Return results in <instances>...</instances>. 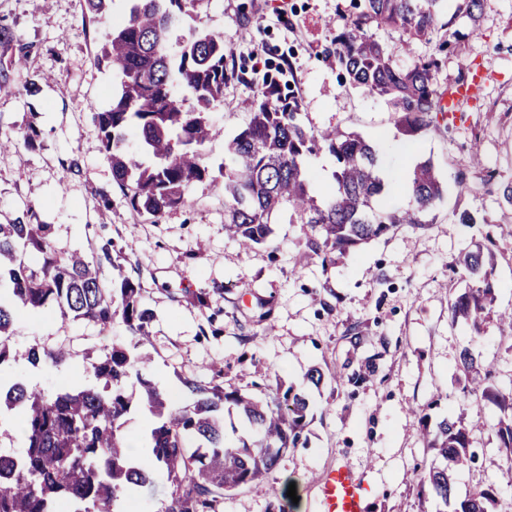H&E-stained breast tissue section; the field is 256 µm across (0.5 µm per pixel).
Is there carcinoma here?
Instances as JSON below:
<instances>
[{
  "instance_id": "cac0c4a2",
  "label": "carcinoma",
  "mask_w": 512,
  "mask_h": 512,
  "mask_svg": "<svg viewBox=\"0 0 512 512\" xmlns=\"http://www.w3.org/2000/svg\"><path fill=\"white\" fill-rule=\"evenodd\" d=\"M448 22L441 20L444 0H359V12L336 34V59L349 83L387 102L396 128L406 136L428 130L434 114L444 111L435 87V61L402 65L370 34L371 26L398 28L412 39L440 36L453 26L452 38L476 31L482 0H455ZM193 0H128L124 20L105 34L95 61L117 78V91L97 109L112 178L135 213L159 220L185 203L190 185L209 174L203 149L221 134L206 114L223 101L224 84L240 78L227 68L224 35L189 25L172 50L174 32L192 18ZM85 15L106 17L112 0H84ZM27 56L12 31L0 26V90L9 87L15 69ZM191 95L187 109L180 94ZM251 118L226 144L234 167L225 176V224L228 235L244 249L264 244L270 224L284 213L288 222L310 229L307 247L331 261L362 243L389 234L402 224H428L445 187L430 160L409 173V204L387 203L389 184L376 143L360 134L336 129L313 131L299 119L294 91L283 95L277 77L268 73L253 97L242 102ZM134 133L139 149L127 145ZM325 149L337 162L335 186L326 196L315 193L306 158ZM33 260H27V257ZM112 262L101 248L96 263L80 255H57L51 225L17 219L0 224V369L17 363L10 341L22 309L56 306L76 319L109 327L119 318L134 340L131 347L103 349L92 364L95 385L67 384L51 393L21 380L0 378V413L21 409L24 452H0V512H113L128 492L150 486L156 470L172 485L166 512H208L217 490L236 491L272 471L287 448L300 443L308 401L286 390L271 404L253 394L217 386L190 384L196 399L176 409L167 394L145 374L151 358L136 353L148 336L152 313L141 300V284L128 277L103 286L98 266ZM485 258L477 249L463 264L478 278L477 286L458 295L453 315L478 322L494 301V287L480 277ZM26 363L34 369L60 366L66 355L30 347ZM470 394L502 397L469 350L459 356ZM140 385L137 403L127 394L130 379ZM234 406L254 434L250 443L230 446L224 435V405ZM154 418L145 438V458L133 457L123 425L133 406ZM426 447L442 464L419 475L438 503L450 512H493L496 489L478 484L455 493L452 467L472 462L470 431L443 420L423 424ZM497 437L512 462V419L498 422Z\"/></svg>"
}]
</instances>
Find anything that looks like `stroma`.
Here are the masks:
<instances>
[{"mask_svg":"<svg viewBox=\"0 0 512 512\" xmlns=\"http://www.w3.org/2000/svg\"><path fill=\"white\" fill-rule=\"evenodd\" d=\"M354 0H195L199 27L223 33L229 55L245 65V80L224 86L209 119L221 137L204 148L210 167L231 170L225 137L243 128L252 97L270 66L283 64L300 119L316 131L336 128L377 140L389 177L403 179L413 163L432 158L448 192L424 226H400L323 265L308 252L306 229L280 216L266 244L246 251L224 231V193L212 179L193 184L184 205L159 221L133 212L112 180L91 104H104L114 79L94 62L101 32L124 14L113 0L108 18L89 23L83 0H0V23L28 47L25 65L0 91V133L21 136L28 122L40 131L36 148L0 150V223L26 210L53 227L60 256L86 258L111 244L112 260L100 278L125 276L142 284V301L154 317L144 349L150 377L176 407L192 404L196 382L250 391L264 400L291 389L310 407L305 446L286 450L262 479L217 496L215 512H316L315 483L339 462L349 463L368 490V512H437L418 473L437 462L426 448L420 417L429 425L449 419L471 429L476 461L458 474L457 494L477 482L494 485L500 507H512V464L499 448L500 410L463 394L459 355L470 352L512 379V327L499 319L512 310V0H483L478 29L453 49L438 38L408 41L402 30L372 33L400 63L435 60L436 88L481 74L477 95L459 108L456 123L437 118L414 137L400 134L383 98L342 84L333 39L350 20ZM51 75L39 96H29L31 74ZM481 164L469 165L471 152ZM466 173L470 193L455 179ZM494 173L497 183L485 187ZM470 211L478 224H462ZM487 247L486 269L495 300L479 326L453 318L454 298L474 285L460 264L462 252ZM302 263H295V256ZM121 321L106 329L55 309L16 318L13 347L69 348L62 368L0 371L42 389L60 382H92L90 356L112 343H130ZM323 379L312 384L310 369ZM295 497H287L288 487Z\"/></svg>","mask_w":512,"mask_h":512,"instance_id":"1","label":"stroma"}]
</instances>
